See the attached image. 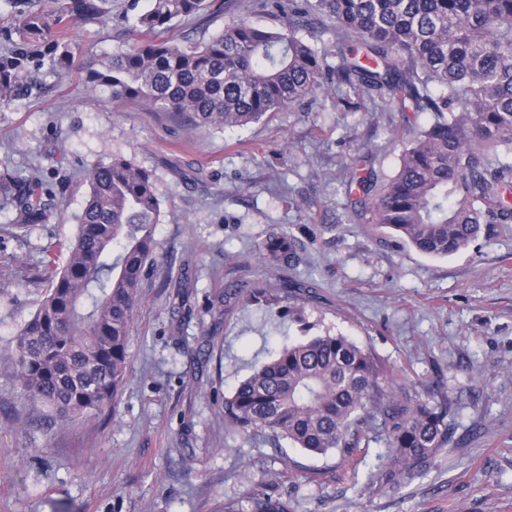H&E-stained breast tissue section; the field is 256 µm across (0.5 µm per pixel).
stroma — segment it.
I'll return each instance as SVG.
<instances>
[{
    "label": "stroma",
    "mask_w": 512,
    "mask_h": 512,
    "mask_svg": "<svg viewBox=\"0 0 512 512\" xmlns=\"http://www.w3.org/2000/svg\"><path fill=\"white\" fill-rule=\"evenodd\" d=\"M67 0H0V52L19 42L22 11ZM175 22V43L245 17L257 0H207ZM150 0H100L71 18L68 72L30 63L0 107V512H224L250 489L287 495L288 512H512V223L490 224L448 257L415 251L365 223L345 192L351 156L379 180L429 117L386 109L363 88L318 94L241 129L193 130L179 116L108 103L85 69L133 42L124 16ZM122 157L150 172L163 211L157 271L144 278L129 365L113 411L66 424L10 376L13 340L47 285V255L66 261L89 187L86 170ZM35 177L52 213L18 224L13 177ZM301 247L285 277L315 283L303 322L225 290L263 272L267 232ZM340 333L394 368L410 389L439 388L459 442L438 469L398 491L371 492L383 446L356 465L274 448L224 427V398L253 365L303 334Z\"/></svg>",
    "instance_id": "35a3bbf8"
}]
</instances>
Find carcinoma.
Instances as JSON below:
<instances>
[{"label": "carcinoma", "instance_id": "carcinoma-1", "mask_svg": "<svg viewBox=\"0 0 512 512\" xmlns=\"http://www.w3.org/2000/svg\"><path fill=\"white\" fill-rule=\"evenodd\" d=\"M205 9V0H151L134 18L140 37L87 70L113 104L138 102L195 129L257 122L317 93L360 84L390 109L430 115L403 144L399 169L385 183L373 171L358 187L359 215L391 229L422 254L465 249L486 224L512 223V0H262L275 28L240 18L200 42L163 37L173 22ZM96 0H72L67 12L30 10L16 33L28 46L63 32L67 15L92 18ZM328 17L353 47L327 63L304 30ZM306 34H301V31ZM27 55L0 54V107L23 86ZM89 186L65 266L44 267L45 296L14 338L13 377L65 424L113 407L129 360V335L142 280L156 266L160 202L148 171L114 157L84 173ZM48 219L37 182L24 192L20 220ZM270 272L300 263L295 239L272 230L257 243ZM237 295L303 321L314 297L306 281L261 276ZM441 391L412 394L370 351L341 334L283 344L254 365L224 398V428L311 454L351 458L382 442L376 490L399 489L438 466L454 444ZM247 507L227 512H288L287 502L255 489Z\"/></svg>", "mask_w": 512, "mask_h": 512}]
</instances>
